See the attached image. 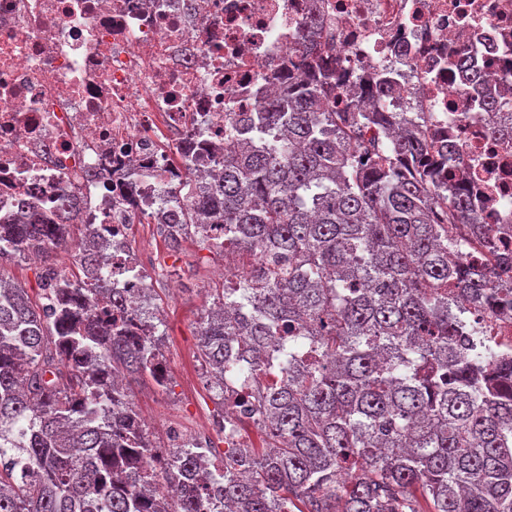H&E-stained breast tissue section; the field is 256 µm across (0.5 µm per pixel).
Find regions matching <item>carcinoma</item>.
I'll use <instances>...</instances> for the list:
<instances>
[{"label": "carcinoma", "mask_w": 512, "mask_h": 512, "mask_svg": "<svg viewBox=\"0 0 512 512\" xmlns=\"http://www.w3.org/2000/svg\"><path fill=\"white\" fill-rule=\"evenodd\" d=\"M321 24L305 19L300 73L236 121L176 225L259 264L197 336L265 445L217 469L213 448L153 444L127 385L166 387L160 347L90 273L110 243L86 224L78 273L45 267L40 302L0 275V512H512V354L465 317L512 312V253L443 186L440 132L376 110L393 77L333 104ZM66 202L0 223V261L66 247Z\"/></svg>", "instance_id": "carcinoma-1"}]
</instances>
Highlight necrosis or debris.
<instances>
[{
  "instance_id": "necrosis-or-debris-1",
  "label": "necrosis or debris",
  "mask_w": 512,
  "mask_h": 512,
  "mask_svg": "<svg viewBox=\"0 0 512 512\" xmlns=\"http://www.w3.org/2000/svg\"><path fill=\"white\" fill-rule=\"evenodd\" d=\"M342 74L398 70L381 108L453 129L449 186L483 188L481 221L512 242V0H0V222L67 198L75 224L112 233L96 264L138 306L135 215L172 223L166 191L206 184L226 123L294 72L312 12ZM464 54V70L449 69Z\"/></svg>"
}]
</instances>
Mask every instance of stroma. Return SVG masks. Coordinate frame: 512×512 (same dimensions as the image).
Instances as JSON below:
<instances>
[{
	"instance_id": "obj_1",
	"label": "stroma",
	"mask_w": 512,
	"mask_h": 512,
	"mask_svg": "<svg viewBox=\"0 0 512 512\" xmlns=\"http://www.w3.org/2000/svg\"><path fill=\"white\" fill-rule=\"evenodd\" d=\"M129 246L142 273L151 278L152 309L162 323L160 347L167 366L168 386L159 388L148 377L132 382L129 398L136 410L149 417V434L158 446L168 447V430L183 427L188 434L212 428L224 414V398L211 387L206 368L197 356L196 326L207 303L224 281L215 272L225 264H238V256H225L199 238L188 236L172 245L159 224L133 225ZM59 266V256L43 261L15 257L0 262V275L22 284L38 298L44 265Z\"/></svg>"
}]
</instances>
